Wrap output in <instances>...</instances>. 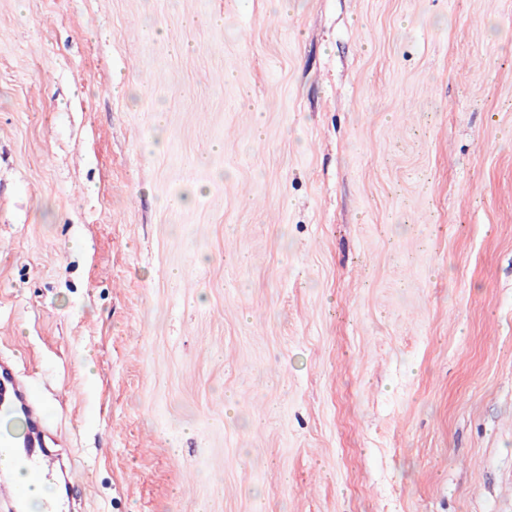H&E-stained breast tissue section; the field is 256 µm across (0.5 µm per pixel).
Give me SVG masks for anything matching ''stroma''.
Masks as SVG:
<instances>
[{"label":"stroma","instance_id":"stroma-1","mask_svg":"<svg viewBox=\"0 0 512 512\" xmlns=\"http://www.w3.org/2000/svg\"><path fill=\"white\" fill-rule=\"evenodd\" d=\"M0 363L62 512H512V0H0Z\"/></svg>","mask_w":512,"mask_h":512}]
</instances>
